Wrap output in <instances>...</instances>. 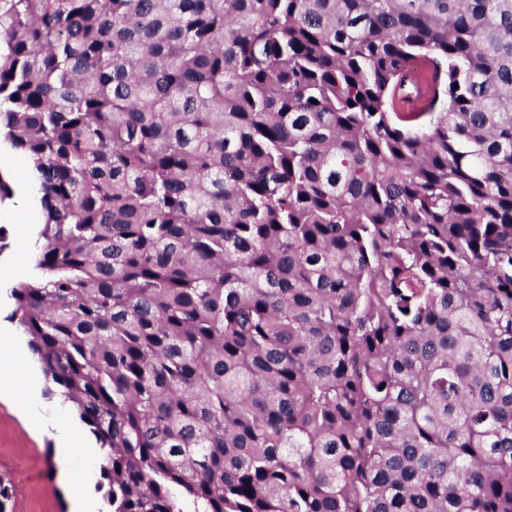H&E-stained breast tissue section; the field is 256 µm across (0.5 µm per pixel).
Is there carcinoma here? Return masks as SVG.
<instances>
[{"label": "carcinoma", "instance_id": "obj_1", "mask_svg": "<svg viewBox=\"0 0 512 512\" xmlns=\"http://www.w3.org/2000/svg\"><path fill=\"white\" fill-rule=\"evenodd\" d=\"M2 147L110 512H512V0H0ZM415 93L402 102L404 108L409 110H417L425 107L427 103L433 98L437 89L436 84L432 81L431 77L428 81L421 79H414Z\"/></svg>", "mask_w": 512, "mask_h": 512}]
</instances>
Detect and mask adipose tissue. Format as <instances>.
<instances>
[{
	"mask_svg": "<svg viewBox=\"0 0 512 512\" xmlns=\"http://www.w3.org/2000/svg\"><path fill=\"white\" fill-rule=\"evenodd\" d=\"M17 409L22 417L35 421L39 430L54 439L57 456L63 464L59 473L62 481L75 478L86 485L93 482L98 466L97 458L91 452L76 455V448L82 445L80 435L61 415L46 414L38 397L32 392L18 401Z\"/></svg>",
	"mask_w": 512,
	"mask_h": 512,
	"instance_id": "ef3b65f1",
	"label": "adipose tissue"
}]
</instances>
